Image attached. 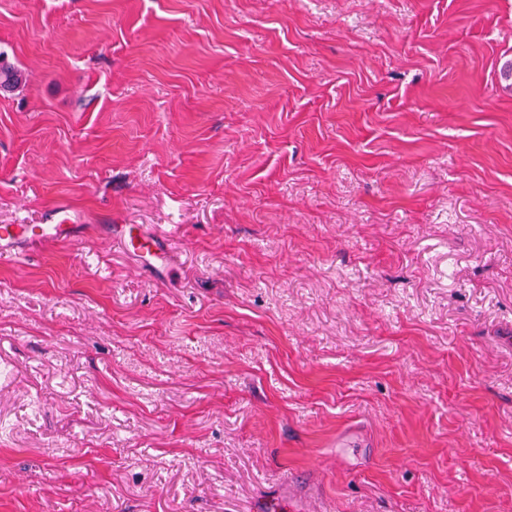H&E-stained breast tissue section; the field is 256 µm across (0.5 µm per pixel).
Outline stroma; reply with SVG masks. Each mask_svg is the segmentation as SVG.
Here are the masks:
<instances>
[{
  "label": "stroma",
  "mask_w": 512,
  "mask_h": 512,
  "mask_svg": "<svg viewBox=\"0 0 512 512\" xmlns=\"http://www.w3.org/2000/svg\"><path fill=\"white\" fill-rule=\"evenodd\" d=\"M0 52V224L84 226L0 260V512H512V0H0ZM26 82L25 72L0 52V90L14 91ZM106 235L122 250L135 257L150 273H162L168 264V239L147 234L140 225L107 224Z\"/></svg>",
  "instance_id": "stroma-1"
}]
</instances>
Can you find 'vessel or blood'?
<instances>
[{"mask_svg":"<svg viewBox=\"0 0 512 512\" xmlns=\"http://www.w3.org/2000/svg\"><path fill=\"white\" fill-rule=\"evenodd\" d=\"M78 215L69 206H57L45 224H1L0 257L25 261L31 246L44 242H63L78 234ZM106 235L122 250L135 257L149 272H163L168 264V240L147 234L135 224H110Z\"/></svg>","mask_w":512,"mask_h":512,"instance_id":"obj_1","label":"vessel or blood"}]
</instances>
